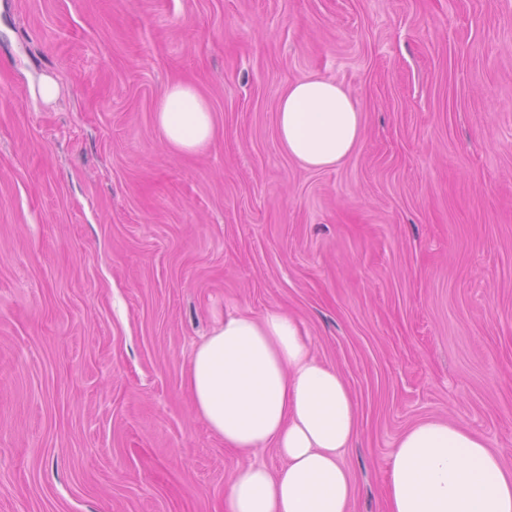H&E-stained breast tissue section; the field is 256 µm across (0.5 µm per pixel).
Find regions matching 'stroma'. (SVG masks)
Listing matches in <instances>:
<instances>
[{"mask_svg": "<svg viewBox=\"0 0 512 512\" xmlns=\"http://www.w3.org/2000/svg\"><path fill=\"white\" fill-rule=\"evenodd\" d=\"M311 75L363 116L330 170L276 133ZM173 81L212 106L203 151L155 127ZM272 307L358 405L352 512L420 420L512 467V0H0V512H223L252 459L190 358Z\"/></svg>", "mask_w": 512, "mask_h": 512, "instance_id": "1", "label": "stroma"}]
</instances>
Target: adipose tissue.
<instances>
[{
  "label": "adipose tissue",
  "instance_id": "1",
  "mask_svg": "<svg viewBox=\"0 0 512 512\" xmlns=\"http://www.w3.org/2000/svg\"><path fill=\"white\" fill-rule=\"evenodd\" d=\"M155 125L169 150L196 153L215 135L209 101L174 83L160 96ZM277 137L309 170L340 165L362 138L350 92L331 79L292 82L276 112ZM192 409L226 447L256 455L276 448V472L240 468L224 512H351L352 472L343 462L358 409L341 374L311 353L300 323L277 308L225 312L192 352L186 377ZM386 512H512V469L470 430L422 420L397 438L386 464Z\"/></svg>",
  "mask_w": 512,
  "mask_h": 512
}]
</instances>
